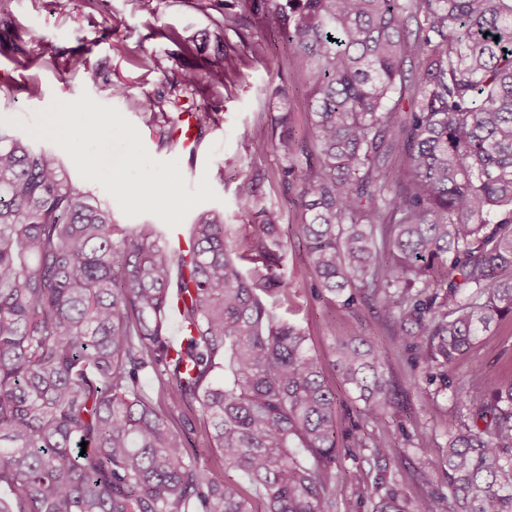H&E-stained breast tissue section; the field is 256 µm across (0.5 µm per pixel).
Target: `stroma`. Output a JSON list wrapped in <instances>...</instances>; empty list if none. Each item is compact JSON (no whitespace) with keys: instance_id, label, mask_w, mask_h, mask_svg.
Here are the masks:
<instances>
[{"instance_id":"35a3bbf8","label":"stroma","mask_w":512,"mask_h":512,"mask_svg":"<svg viewBox=\"0 0 512 512\" xmlns=\"http://www.w3.org/2000/svg\"><path fill=\"white\" fill-rule=\"evenodd\" d=\"M219 0H75L69 13H59L53 0H12L9 15L0 17V118L21 119L33 125L37 111L52 99H77L81 93L117 108L139 130L148 152L157 159L178 160L195 191L201 176L219 195L213 210L224 215L233 247H241L245 227L238 184L263 174L262 201L283 213L282 236L287 267L295 269L305 258L298 230L301 211L293 195L284 191L271 174L279 165L272 149L256 151V139H270L275 113L273 94L292 90L295 108L292 124L298 136L311 139L303 91L291 79L288 47L267 22L245 18L238 29H221ZM81 51L88 68L100 73L91 84L67 62ZM233 56L236 67L227 71L223 86L212 85L207 67L217 51ZM150 57L144 68L140 58ZM194 74L195 84L184 81ZM39 87L29 95L28 85ZM152 97L154 114L144 113L139 102ZM209 111L205 125L194 126L190 150L174 139L179 113ZM277 316L298 323L312 353L321 363L338 397L339 433H346L360 417L352 396L341 386L333 368L334 341L349 332L378 341L391 383L390 399L402 424L391 427L388 440L403 449L389 457V466L412 496L428 492L436 499L448 495L446 467L442 462L448 432L459 420L461 391L446 387V379L465 378L478 369L490 379L512 377V321L503 320L484 332L478 343L452 369L427 372L410 345L393 333L374 302L355 310L340 299L316 294L311 284L292 281L287 303L277 305ZM366 449H353L336 463L340 476L337 492L357 504V512H372L370 492L375 471Z\"/></svg>"}]
</instances>
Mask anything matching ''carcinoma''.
<instances>
[{
	"label": "carcinoma",
	"instance_id": "obj_1",
	"mask_svg": "<svg viewBox=\"0 0 512 512\" xmlns=\"http://www.w3.org/2000/svg\"><path fill=\"white\" fill-rule=\"evenodd\" d=\"M241 7L287 42L319 144L312 155L281 93L272 177L300 203L306 253L293 278L347 308L378 303L428 368L453 365L512 318V0ZM227 65L221 48L214 84ZM259 185L237 187L243 253L205 212L177 254L157 225L113 223L53 153L0 131V512H259L253 488L264 512H355L335 472L354 448L377 464L372 512H436L381 466L390 450L370 434L339 442L336 392L308 337L266 301H288V270L283 214L258 205ZM335 352L357 412L395 420L372 342L339 339ZM465 384L448 512H512V379L476 370ZM201 421L215 464L246 483L189 448Z\"/></svg>",
	"mask_w": 512,
	"mask_h": 512
}]
</instances>
